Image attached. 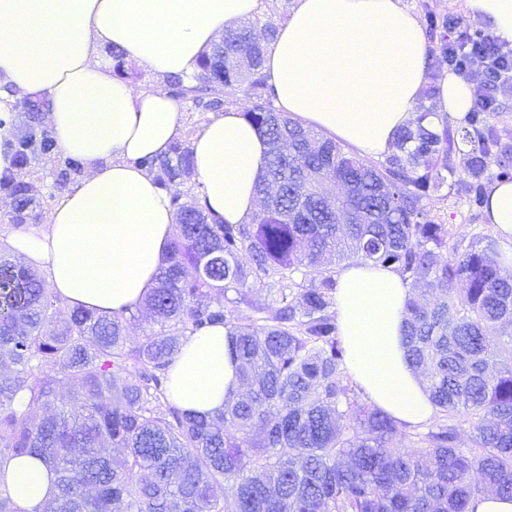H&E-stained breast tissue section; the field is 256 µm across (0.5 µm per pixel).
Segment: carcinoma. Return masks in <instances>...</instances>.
<instances>
[{"instance_id":"1","label":"carcinoma","mask_w":512,"mask_h":512,"mask_svg":"<svg viewBox=\"0 0 512 512\" xmlns=\"http://www.w3.org/2000/svg\"><path fill=\"white\" fill-rule=\"evenodd\" d=\"M255 22L224 33L192 77L173 76L171 97L221 111L238 95L266 137L258 192L278 201L249 224H225L200 202L171 195L176 222L145 300L167 330L126 346V314L69 305L35 271L0 254V465L35 456L57 492L42 512H473L491 491L512 498V268L474 237L450 243L448 225L423 200L447 182L473 209L486 182L512 180V157L491 124L468 112L456 129L432 112L401 128L394 151L371 159L292 121L263 72L277 36ZM425 35L445 46L448 22L425 13ZM137 164L164 186L194 164L180 144ZM343 191L324 203L334 183ZM26 220L31 186L0 179ZM251 266L238 261L241 252ZM394 269L426 297L406 305L408 358L423 377L435 420L409 429L364 402L347 382L327 254ZM249 322L226 305L247 300ZM216 325L234 336L242 391L205 417L170 400L169 370L191 336ZM468 427L472 445L458 446ZM407 433L415 449L392 448Z\"/></svg>"}]
</instances>
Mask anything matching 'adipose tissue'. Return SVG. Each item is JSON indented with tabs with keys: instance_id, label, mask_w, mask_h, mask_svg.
Returning <instances> with one entry per match:
<instances>
[{
	"instance_id": "ef3b65f1",
	"label": "adipose tissue",
	"mask_w": 512,
	"mask_h": 512,
	"mask_svg": "<svg viewBox=\"0 0 512 512\" xmlns=\"http://www.w3.org/2000/svg\"><path fill=\"white\" fill-rule=\"evenodd\" d=\"M467 9L512 43V0H466ZM259 11V0H0V112L17 95L45 97L60 149L81 161L80 183L34 230L8 243L50 288L95 312L135 309L156 285L175 213L169 194L138 159L165 154L180 139L175 100L139 90L95 62L115 46L159 77L195 73L222 37ZM426 39L403 0H293L265 55L264 70L282 112L303 126L383 157L397 128L412 123L427 84ZM440 115L461 119L472 84L448 76ZM207 212L251 223L268 145L242 114L213 115L191 141ZM487 223L512 241V182L489 188ZM408 282L394 270L356 262L336 274L339 335L347 367L369 400L416 425L433 407L404 343ZM171 399L211 416L240 389L230 333L217 325L192 336L170 367ZM22 512H41L50 481L30 456L0 467Z\"/></svg>"
}]
</instances>
